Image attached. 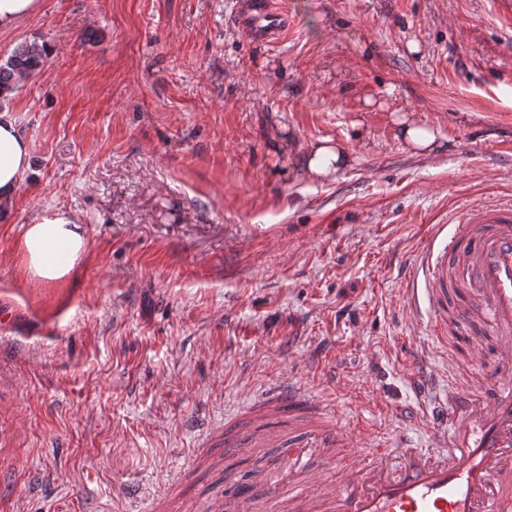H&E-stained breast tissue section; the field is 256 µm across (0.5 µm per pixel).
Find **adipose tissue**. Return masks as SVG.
Returning <instances> with one entry per match:
<instances>
[{
	"label": "adipose tissue",
	"instance_id": "1",
	"mask_svg": "<svg viewBox=\"0 0 512 512\" xmlns=\"http://www.w3.org/2000/svg\"><path fill=\"white\" fill-rule=\"evenodd\" d=\"M351 153L344 144L319 139L302 157L307 177L322 179L345 168ZM32 167L28 138L13 112L0 111V201H11ZM87 249L86 231L68 209H48L28 224L17 244L18 255L31 279L53 283L72 277Z\"/></svg>",
	"mask_w": 512,
	"mask_h": 512
}]
</instances>
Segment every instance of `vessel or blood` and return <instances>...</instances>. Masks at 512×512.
<instances>
[{"label":"vessel or blood","mask_w":512,"mask_h":512,"mask_svg":"<svg viewBox=\"0 0 512 512\" xmlns=\"http://www.w3.org/2000/svg\"><path fill=\"white\" fill-rule=\"evenodd\" d=\"M236 20L266 42L291 25L280 0H238ZM409 282L425 285L436 339L492 340L472 348L485 369L478 389L449 393L431 412L435 447L402 434L360 462L334 408L285 380L244 424H224L225 456L276 449L265 488L216 490L208 512H512V202L470 205L436 225Z\"/></svg>","instance_id":"vessel-or-blood-1"}]
</instances>
